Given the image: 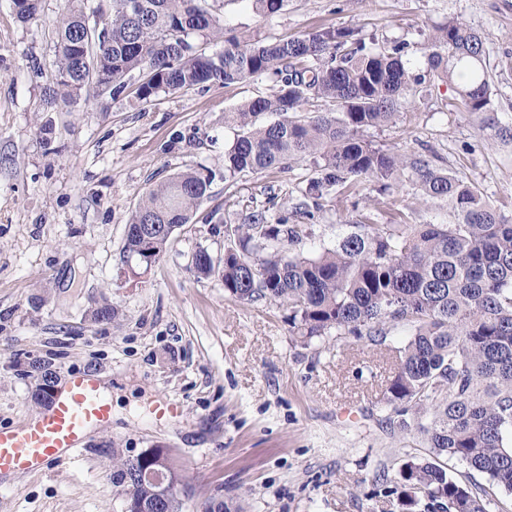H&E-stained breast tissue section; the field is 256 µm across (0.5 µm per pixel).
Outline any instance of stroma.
<instances>
[{
    "mask_svg": "<svg viewBox=\"0 0 512 512\" xmlns=\"http://www.w3.org/2000/svg\"><path fill=\"white\" fill-rule=\"evenodd\" d=\"M63 8L64 0H40L23 23L11 0H0V426L42 413L34 398L42 366L59 387L76 372L103 377L112 419L65 463L0 480V512H125L113 465L145 448L169 449L187 490L182 512L214 499L244 512H402L384 490L404 462L427 453L416 431L392 423L383 398L408 329L393 327L378 346L352 337L304 346L286 307L238 301L220 274L191 269L201 248L223 262L242 203L302 221L309 162L249 175L224 169L234 137L225 113L269 93L273 76L142 100L135 71L120 95L90 85L53 108L45 92ZM223 12L228 34L245 38L344 26L368 41L403 43L416 73L427 34L463 19L487 37L494 108L512 118V67L501 66L512 57V0H288L273 15L255 0H224ZM455 97L454 86L435 82L365 136L457 173L493 204H512V159ZM201 167L210 187L190 224L152 264L125 260V226L143 193ZM410 204L399 184L387 196L364 190L323 204L304 249L333 247L363 214L391 223ZM103 302L118 310L108 324L90 318ZM163 398L180 405L178 419L154 415Z\"/></svg>",
    "mask_w": 512,
    "mask_h": 512,
    "instance_id": "1",
    "label": "stroma"
}]
</instances>
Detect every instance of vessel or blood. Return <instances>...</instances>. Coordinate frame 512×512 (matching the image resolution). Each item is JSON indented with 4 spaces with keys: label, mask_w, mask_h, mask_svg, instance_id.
I'll list each match as a JSON object with an SVG mask.
<instances>
[{
    "label": "vessel or blood",
    "mask_w": 512,
    "mask_h": 512,
    "mask_svg": "<svg viewBox=\"0 0 512 512\" xmlns=\"http://www.w3.org/2000/svg\"><path fill=\"white\" fill-rule=\"evenodd\" d=\"M111 414L97 379L86 372L72 375L37 419L0 428V476L41 472L72 458L88 432Z\"/></svg>",
    "instance_id": "1"
}]
</instances>
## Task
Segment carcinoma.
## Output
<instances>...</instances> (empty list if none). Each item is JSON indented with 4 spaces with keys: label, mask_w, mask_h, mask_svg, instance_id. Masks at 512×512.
I'll return each instance as SVG.
<instances>
[{
    "label": "carcinoma",
    "mask_w": 512,
    "mask_h": 512,
    "mask_svg": "<svg viewBox=\"0 0 512 512\" xmlns=\"http://www.w3.org/2000/svg\"><path fill=\"white\" fill-rule=\"evenodd\" d=\"M216 0H110L92 59L73 45L90 28L82 0H66L56 25L58 65L47 104L72 102L90 83L99 93H122L127 75L148 74L137 95L240 83L272 74L277 84L224 122L235 130L224 153L232 174L285 171L308 161L314 176L303 197L332 200L370 186L384 193L409 183L415 195L446 202L448 224L352 225L332 248L317 255H288L312 236L310 224L270 223L262 211L246 214L235 244L224 250V291L247 302L288 306L298 338L345 336L381 343L392 326L412 334L399 350L384 399L403 416L414 411L429 457H412L386 494L403 512H488V489L512 494V209L491 204L480 188L430 161L383 149L364 138L388 125L427 78L451 83L467 112L482 117L493 142L512 151V121L493 107L486 64V38L450 20L427 38L426 68L413 73L405 46L369 45L352 28L328 26L279 38L224 36ZM224 39L208 53L196 40ZM323 100L331 109H310ZM210 178L200 170L178 173L148 189L126 225L124 253L140 255L138 225L170 232L155 237L161 255L173 232L190 223ZM458 459L481 474L488 487L471 486L448 474L445 461ZM139 463L119 460L112 481L126 502L149 512H181L179 492L160 498L152 486L132 482Z\"/></svg>",
    "instance_id": "cac0c4a2"
}]
</instances>
